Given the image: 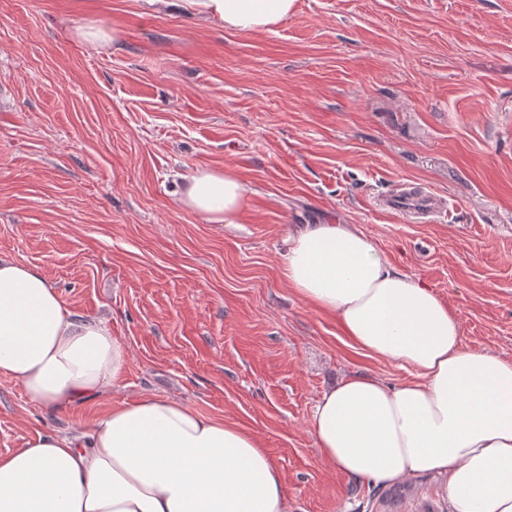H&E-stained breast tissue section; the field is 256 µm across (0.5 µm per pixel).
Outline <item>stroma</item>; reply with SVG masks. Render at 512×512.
Returning a JSON list of instances; mask_svg holds the SVG:
<instances>
[{
	"label": "stroma",
	"instance_id": "obj_1",
	"mask_svg": "<svg viewBox=\"0 0 512 512\" xmlns=\"http://www.w3.org/2000/svg\"><path fill=\"white\" fill-rule=\"evenodd\" d=\"M95 21L114 40L78 34ZM250 191L234 224L178 202L194 169ZM412 183L445 210L378 209ZM355 224L512 360V0H296L242 34L147 0H0V256L41 270L127 351L90 404L48 415L0 380V455L168 396L254 432L290 512H448L437 480L326 464L310 418L354 373L389 384L280 270L298 224Z\"/></svg>",
	"mask_w": 512,
	"mask_h": 512
}]
</instances>
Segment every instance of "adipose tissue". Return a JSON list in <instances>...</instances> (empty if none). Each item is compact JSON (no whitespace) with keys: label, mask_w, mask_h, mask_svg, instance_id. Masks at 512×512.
Listing matches in <instances>:
<instances>
[{"label":"adipose tissue","mask_w":512,"mask_h":512,"mask_svg":"<svg viewBox=\"0 0 512 512\" xmlns=\"http://www.w3.org/2000/svg\"><path fill=\"white\" fill-rule=\"evenodd\" d=\"M185 3L259 33L295 0ZM247 193L232 171L198 168L179 203L233 224ZM282 275L357 348L414 374L396 385L352 375L325 391L311 415L325 462L384 487L439 477L448 512H512V361L464 347L454 311L355 225L288 235ZM126 359L107 324L72 310L38 268L0 259L1 379L54 415L99 398ZM283 484L256 434L154 395L112 408L89 432L40 434L0 456V512H288Z\"/></svg>","instance_id":"ef3b65f1"}]
</instances>
